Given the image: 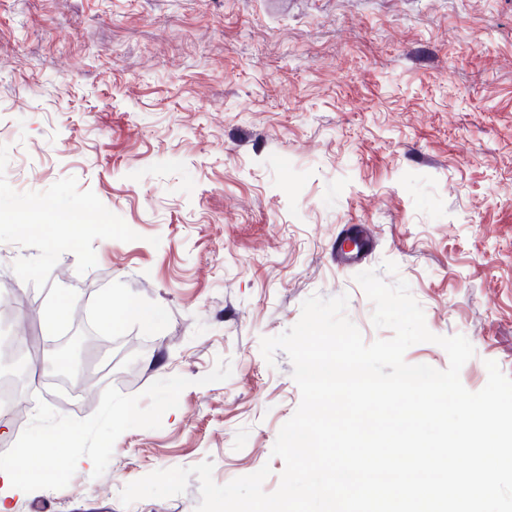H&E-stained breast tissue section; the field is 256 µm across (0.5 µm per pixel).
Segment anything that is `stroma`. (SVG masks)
Returning <instances> with one entry per match:
<instances>
[{
	"label": "stroma",
	"mask_w": 512,
	"mask_h": 512,
	"mask_svg": "<svg viewBox=\"0 0 512 512\" xmlns=\"http://www.w3.org/2000/svg\"><path fill=\"white\" fill-rule=\"evenodd\" d=\"M106 214L110 234L18 205ZM0 379L39 386L0 450L60 430L58 472L10 512H195L185 492L123 505L147 474L209 460L224 484L270 466L300 403L260 340L311 295H347L387 339L356 274L397 263L438 336L512 376V0H0ZM367 225L346 268L336 241ZM73 291L98 338L60 366L49 296ZM164 312L144 330L103 306ZM26 336L34 351L5 346ZM80 387L62 402L59 381ZM89 458L78 467L73 456Z\"/></svg>",
	"instance_id": "obj_1"
}]
</instances>
